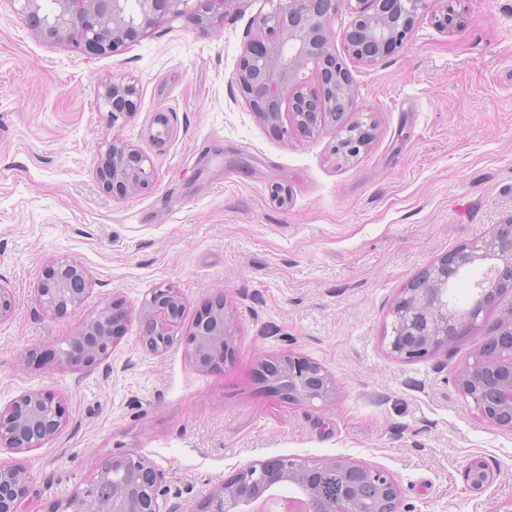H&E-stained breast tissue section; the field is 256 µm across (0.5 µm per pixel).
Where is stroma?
<instances>
[{"label":"stroma","instance_id":"1","mask_svg":"<svg viewBox=\"0 0 512 512\" xmlns=\"http://www.w3.org/2000/svg\"><path fill=\"white\" fill-rule=\"evenodd\" d=\"M457 9L460 32L425 19L397 52L350 63L358 117L376 128L345 162L333 131L274 135L232 80L270 0H235L214 32L165 16L111 56L42 41L0 0V285L15 298L0 321V409L50 389L67 415L41 447H0L30 472L22 512H51L96 461L123 453L163 471L162 499L181 512H202L239 468L275 457L383 467L399 512H495L512 500V431L457 385L476 347L512 323V288L447 352L403 361L383 339L401 288L512 216V0ZM115 74L141 89L138 112L117 124L98 99ZM115 139L151 159L148 190H102L95 170ZM278 185L286 203L272 197ZM59 257L92 286L53 316L35 289ZM166 285L186 300V328L224 295L235 355L223 372L197 370L179 344L141 346V306ZM115 299L130 317L107 359L81 372L24 365ZM288 352L335 378L327 406L266 394L260 362ZM475 458L493 473L479 491L465 479Z\"/></svg>","mask_w":512,"mask_h":512}]
</instances>
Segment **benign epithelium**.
<instances>
[{
	"instance_id": "benign-epithelium-1",
	"label": "benign epithelium",
	"mask_w": 512,
	"mask_h": 512,
	"mask_svg": "<svg viewBox=\"0 0 512 512\" xmlns=\"http://www.w3.org/2000/svg\"><path fill=\"white\" fill-rule=\"evenodd\" d=\"M192 0H55L51 14L42 0H10L44 41L73 40L89 55H113L136 41L164 15L186 17L204 31L224 22L234 0H208L200 12ZM353 20L343 32V46L359 64L369 65L397 51L418 22L428 17L440 31L454 33L463 20L448 0H276L272 11L260 19L267 38L249 41L233 73L241 96L261 123L287 135L295 130L313 138L325 130L344 133L336 154L355 157L367 139L351 131L347 117L357 109L356 90L349 68L331 48L328 27L342 9ZM314 65L318 82L302 77ZM112 122L129 117L140 107L138 83L119 74L98 93ZM288 104V125H283L282 105ZM106 162L96 176L102 189L114 198L150 187L154 169L141 150L114 140L105 152ZM478 261L491 262L493 274L481 281L469 307L461 309L448 296L453 282ZM90 277L78 262L56 258L43 265L36 288L39 305L46 312L65 315L79 307L90 291ZM505 288H512V217L497 225L491 237L463 245L425 268L401 289L390 309L383 339L390 353L402 360H421L448 347L484 320L487 307ZM185 300L175 288L154 290L143 305L140 342L153 354H162L180 341L193 365L205 372H222L234 355L232 331L224 296L218 295L194 319L189 331L176 336L185 312ZM126 311L111 302L90 316L66 347L27 351L32 365H52L77 371L109 357L115 341L125 331ZM266 391L280 402L312 406L331 401L335 381L317 362L284 354L262 364ZM459 390L490 423L512 430V326L483 343L471 363L460 371ZM65 419V408L52 390H35L16 398L0 410V447L39 448L52 439ZM336 471L339 492L322 502L304 493V512H398L399 487L386 469L345 458H280L241 468L221 490L209 498L206 512H245L259 492L282 485L296 473L309 486L322 483ZM474 489L491 481L481 460L472 461L465 473ZM164 473L146 458L126 454L95 463L92 479L84 483L53 512H172L158 502ZM112 483V497L85 507L93 483ZM30 474L21 463L0 466V512H20L28 496Z\"/></svg>"
}]
</instances>
